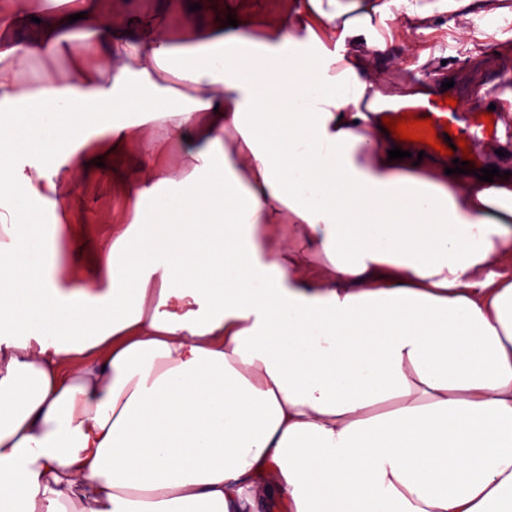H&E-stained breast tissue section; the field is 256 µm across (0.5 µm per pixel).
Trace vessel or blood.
<instances>
[{
    "instance_id": "b4317fda",
    "label": "vessel or blood",
    "mask_w": 512,
    "mask_h": 512,
    "mask_svg": "<svg viewBox=\"0 0 512 512\" xmlns=\"http://www.w3.org/2000/svg\"><path fill=\"white\" fill-rule=\"evenodd\" d=\"M485 95L477 93L467 107H453L444 104L442 98H434L425 103L401 105L385 109L384 114L388 117L414 114L418 118L430 119V126L416 127V134L426 137L429 134H436L438 139H445L448 129H455L458 135L464 136L467 142H474L483 135L479 123L474 122V115L483 113Z\"/></svg>"
}]
</instances>
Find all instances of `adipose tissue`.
<instances>
[{"instance_id": "1", "label": "adipose tissue", "mask_w": 512, "mask_h": 512, "mask_svg": "<svg viewBox=\"0 0 512 512\" xmlns=\"http://www.w3.org/2000/svg\"><path fill=\"white\" fill-rule=\"evenodd\" d=\"M53 2L0 16V512H512V178L389 160L382 102L437 89L372 71L387 19L503 42L512 0H208L174 31ZM130 153L62 274L79 180Z\"/></svg>"}]
</instances>
